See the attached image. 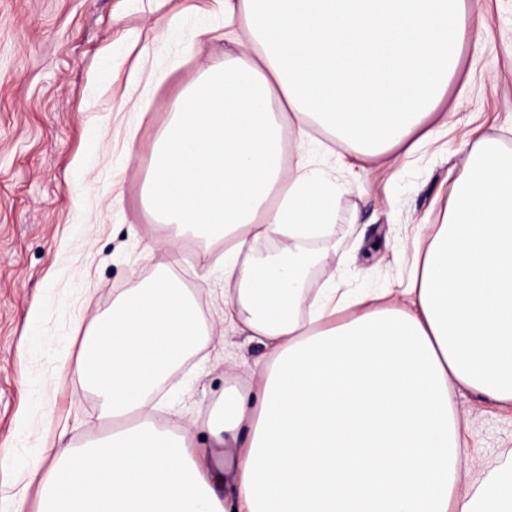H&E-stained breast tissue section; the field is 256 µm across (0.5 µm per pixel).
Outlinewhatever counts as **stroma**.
<instances>
[{
  "instance_id": "obj_1",
  "label": "stroma",
  "mask_w": 512,
  "mask_h": 512,
  "mask_svg": "<svg viewBox=\"0 0 512 512\" xmlns=\"http://www.w3.org/2000/svg\"><path fill=\"white\" fill-rule=\"evenodd\" d=\"M210 0H0V504L23 497L38 512L41 478L32 462L46 448L80 445L111 430L77 359L97 316L170 261L143 202L152 150L182 91L223 65L224 18ZM176 29H168L170 19ZM216 37L195 39L200 27ZM437 111L447 131L414 155L366 173L338 197L329 237L302 242L321 265L304 285L322 288L329 272L363 291L406 279L396 251L418 224L446 209L475 134L512 149V0H463L461 54ZM177 268L213 335L154 398V418L195 428L209 462L236 451L215 443L201 422L225 389L256 386L254 363L269 341L224 325V281L195 273L196 255H224L223 243L179 241ZM453 415L469 420L463 450L484 472L512 454V409L457 385Z\"/></svg>"
}]
</instances>
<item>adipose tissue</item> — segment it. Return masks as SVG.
<instances>
[{
	"mask_svg": "<svg viewBox=\"0 0 512 512\" xmlns=\"http://www.w3.org/2000/svg\"><path fill=\"white\" fill-rule=\"evenodd\" d=\"M461 0H215L242 25L222 67L175 103L153 149L158 220L224 244V320L270 341L257 391L225 392L207 428L239 448L205 467L154 394L208 330L170 268L112 302L85 342L84 386L112 434L56 454L43 512H512V464L460 470L458 382L512 407V151L475 140L440 223L416 225L399 287L329 275L313 300L300 250L330 236L350 163L316 168L310 131L378 163L412 134L460 54ZM257 60H246L248 51ZM298 156L286 167L283 126ZM277 238L264 259L254 244Z\"/></svg>",
	"mask_w": 512,
	"mask_h": 512,
	"instance_id": "obj_1",
	"label": "adipose tissue"
}]
</instances>
